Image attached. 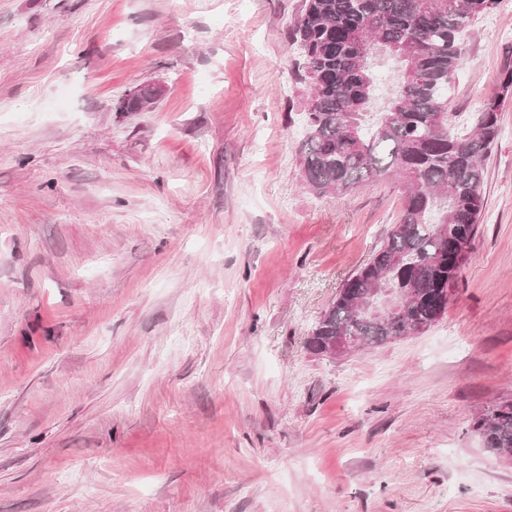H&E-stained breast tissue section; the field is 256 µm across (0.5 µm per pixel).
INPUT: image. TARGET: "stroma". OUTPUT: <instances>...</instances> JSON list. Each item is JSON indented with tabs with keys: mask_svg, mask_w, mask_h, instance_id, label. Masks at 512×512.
I'll list each match as a JSON object with an SVG mask.
<instances>
[{
	"mask_svg": "<svg viewBox=\"0 0 512 512\" xmlns=\"http://www.w3.org/2000/svg\"><path fill=\"white\" fill-rule=\"evenodd\" d=\"M303 6L0 0V512H512L471 428L512 399V0L449 92L501 106L448 306L335 358L308 337L403 196L305 188ZM157 90L149 83L137 86L117 103L119 112H145L155 102Z\"/></svg>",
	"mask_w": 512,
	"mask_h": 512,
	"instance_id": "stroma-1",
	"label": "stroma"
}]
</instances>
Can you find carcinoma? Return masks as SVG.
Here are the masks:
<instances>
[{"label": "carcinoma", "mask_w": 512, "mask_h": 512, "mask_svg": "<svg viewBox=\"0 0 512 512\" xmlns=\"http://www.w3.org/2000/svg\"><path fill=\"white\" fill-rule=\"evenodd\" d=\"M496 0H305L291 41L302 51L308 88L301 175L318 197L399 177L403 209L380 248L345 281L314 326L308 348L320 354L341 335L364 346L409 329H427L448 305L459 264L455 244L479 229L485 162L498 135L497 103L474 131L448 123V88L463 64L462 36ZM398 61L389 93L375 94L371 58ZM157 90L146 83L117 103L145 112ZM379 289L401 296L399 310L372 316ZM485 448L512 454V406L473 421Z\"/></svg>", "instance_id": "cac0c4a2"}]
</instances>
